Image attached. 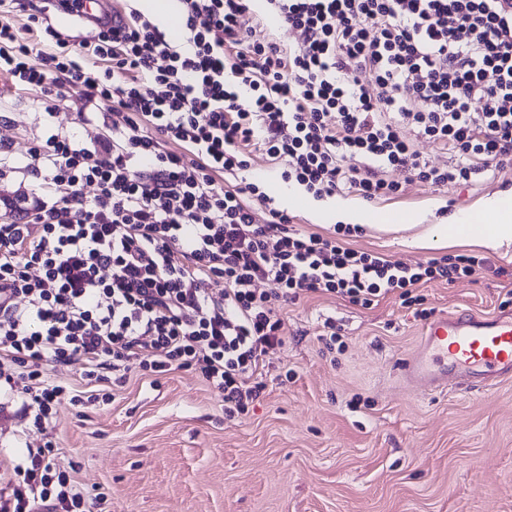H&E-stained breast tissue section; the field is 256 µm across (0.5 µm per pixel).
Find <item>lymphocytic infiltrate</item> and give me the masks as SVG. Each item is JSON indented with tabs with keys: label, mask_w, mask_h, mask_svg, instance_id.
I'll return each mask as SVG.
<instances>
[{
	"label": "lymphocytic infiltrate",
	"mask_w": 512,
	"mask_h": 512,
	"mask_svg": "<svg viewBox=\"0 0 512 512\" xmlns=\"http://www.w3.org/2000/svg\"><path fill=\"white\" fill-rule=\"evenodd\" d=\"M183 4L186 49L131 10L100 23L81 63L48 20L30 43L0 23V72L59 97L80 92L113 131L97 149L56 134L31 147L52 198L0 225V384L37 429L62 398L81 403L44 378L77 359L89 385L123 384L134 359L156 375L188 369L227 416L243 413L284 342L256 282L287 305L319 294L366 308L395 294L425 319L417 288L488 266L459 254L410 267L345 247L359 227L301 230L251 167L259 153L314 199L368 202L399 194L396 169L435 187L496 175L512 164V0H266V21L248 28L252 0ZM274 24L301 41L280 44ZM410 130L452 163L429 165ZM55 448L43 441L8 465L0 512L101 507L55 470Z\"/></svg>",
	"instance_id": "f902f5d3"
}]
</instances>
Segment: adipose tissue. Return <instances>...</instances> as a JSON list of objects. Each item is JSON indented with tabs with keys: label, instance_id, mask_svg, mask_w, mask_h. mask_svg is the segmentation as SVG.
<instances>
[{
	"label": "adipose tissue",
	"instance_id": "obj_1",
	"mask_svg": "<svg viewBox=\"0 0 512 512\" xmlns=\"http://www.w3.org/2000/svg\"><path fill=\"white\" fill-rule=\"evenodd\" d=\"M484 210L493 215V223H477L474 214L465 213L453 222L434 225L431 234L441 244L467 240L495 252L503 246L512 245V202L493 198L486 203Z\"/></svg>",
	"mask_w": 512,
	"mask_h": 512
}]
</instances>
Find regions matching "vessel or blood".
Masks as SVG:
<instances>
[{
  "label": "vessel or blood",
  "mask_w": 512,
  "mask_h": 512,
  "mask_svg": "<svg viewBox=\"0 0 512 512\" xmlns=\"http://www.w3.org/2000/svg\"><path fill=\"white\" fill-rule=\"evenodd\" d=\"M410 390L471 392L512 380V311L444 313L423 327L418 346L396 364Z\"/></svg>",
  "instance_id": "obj_1"
}]
</instances>
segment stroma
Instances as JSON below:
<instances>
[{
  "label": "stroma",
  "mask_w": 512,
  "mask_h": 512,
  "mask_svg": "<svg viewBox=\"0 0 512 512\" xmlns=\"http://www.w3.org/2000/svg\"><path fill=\"white\" fill-rule=\"evenodd\" d=\"M51 103L39 87L0 73V140L11 164L0 176V224L16 220L14 202L45 194L27 168L32 146L54 134L83 143L109 134L81 93H66L52 112ZM392 177L399 197L342 201L377 217H414L415 226L399 234L368 227L350 247L405 265L487 256L490 270L425 284L424 306L512 311V246L487 253L464 241L417 244L432 225L479 213L489 198L512 199V166L472 187H432L399 170ZM338 201L304 194L281 206L302 229L327 235L340 222ZM272 305L284 343L245 413L226 418L223 398L193 371L155 378L134 361L123 386L100 384L110 402L57 405L46 431L57 469L88 494H105V512H512V381L466 397L401 387L393 364L415 347L424 322L395 294L368 309L326 296ZM328 319L343 330V350L322 340ZM43 434L18 399L0 393V460L38 446Z\"/></svg>",
  "instance_id": "stroma-1"
}]
</instances>
